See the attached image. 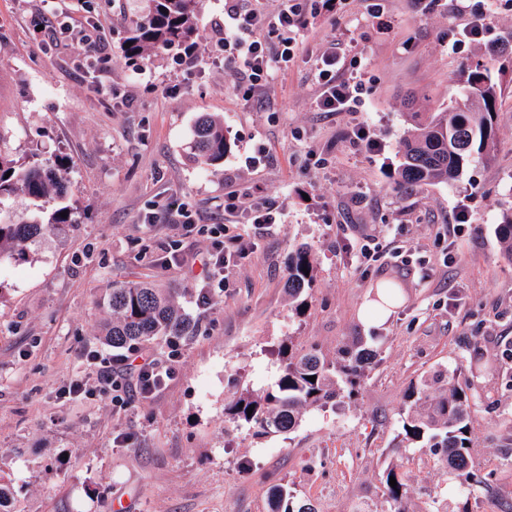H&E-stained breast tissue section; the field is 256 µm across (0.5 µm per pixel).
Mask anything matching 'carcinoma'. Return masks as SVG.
Listing matches in <instances>:
<instances>
[{"instance_id":"obj_1","label":"carcinoma","mask_w":512,"mask_h":512,"mask_svg":"<svg viewBox=\"0 0 512 512\" xmlns=\"http://www.w3.org/2000/svg\"><path fill=\"white\" fill-rule=\"evenodd\" d=\"M200 0H150L147 15L130 22L124 42V58L129 63L145 59L150 51L190 50L196 35ZM502 88L486 65L468 69L464 90L455 104L433 112L407 130L401 142V159L392 173L401 187L421 188L454 181L465 163L475 154L489 159L496 137V113ZM230 138L224 121L204 113L198 117L192 145L195 160L214 167L230 151ZM62 160H42L38 155L23 164L0 154V199L21 191L36 206L38 213L28 220H0V259L24 255V245L54 231L72 218L61 217L67 206H50L64 199L66 182ZM498 241L512 257V214L503 216L495 227ZM316 261L310 248L298 246L289 256L288 297L295 301L296 314L305 310L302 294L315 278ZM178 288H158L150 283L112 285L103 303L111 312L104 324L101 340L113 349L133 350L167 336H184L191 322L181 309ZM370 351L358 342L345 347L339 359L330 361L320 350L305 348L293 338L280 345L281 373L274 387L260 393L243 390L225 407L226 417L238 425H249L259 435L282 436L295 431L309 407H324L338 397H352L366 376ZM460 368L438 374L434 383L425 382L412 390L417 395L402 424L400 443L409 448L426 442L430 451L445 463L448 480L457 495L467 498L478 481L473 472L470 424L479 396L457 382ZM314 376L311 382L307 377ZM252 414H247L249 407ZM395 478L397 486H386L395 506L402 508L408 484L404 474L391 467L385 481ZM271 512H316L312 503L298 499L288 487L278 485L271 492Z\"/></svg>"}]
</instances>
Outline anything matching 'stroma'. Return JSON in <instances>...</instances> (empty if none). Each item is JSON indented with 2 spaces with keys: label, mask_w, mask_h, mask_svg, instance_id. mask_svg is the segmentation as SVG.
<instances>
[{
  "label": "stroma",
  "mask_w": 512,
  "mask_h": 512,
  "mask_svg": "<svg viewBox=\"0 0 512 512\" xmlns=\"http://www.w3.org/2000/svg\"><path fill=\"white\" fill-rule=\"evenodd\" d=\"M55 7L0 0V152L19 163L66 157L75 217L0 261V478L12 512H112L116 500L124 512H269L275 485L317 512H392V465L409 479L406 512H430L436 495L446 512H512V260L494 234L512 211V64L500 75L491 161L411 191L390 177L413 112L451 106L464 71L489 60L483 42L452 52L449 33L483 13L491 40L511 35L512 0H341L331 13L305 0L295 56L258 105L216 59L224 0H200L189 64L175 51L126 63L125 30L149 0ZM53 19L89 30L93 45L51 29ZM330 48L362 85L354 107L334 113L315 107L316 63ZM204 112L232 142L214 168L192 159ZM360 125L384 154L357 143ZM171 197L195 216L192 232L145 224ZM261 201L280 223H249ZM223 225L251 248L203 305L194 284ZM300 245L317 259L301 317L285 291ZM171 250L193 259L190 272L166 267ZM116 281L182 289L193 324L173 379L127 405L98 388L112 356L102 299ZM384 285L398 293L390 314L363 321ZM291 337L331 359L371 337L377 356L353 398L308 409L289 435L255 436L224 407L275 382ZM455 366L480 396L471 455L484 484L467 500L443 494L445 470L428 448L398 446L412 387ZM74 380L86 397H61Z\"/></svg>",
  "instance_id": "obj_1"
}]
</instances>
